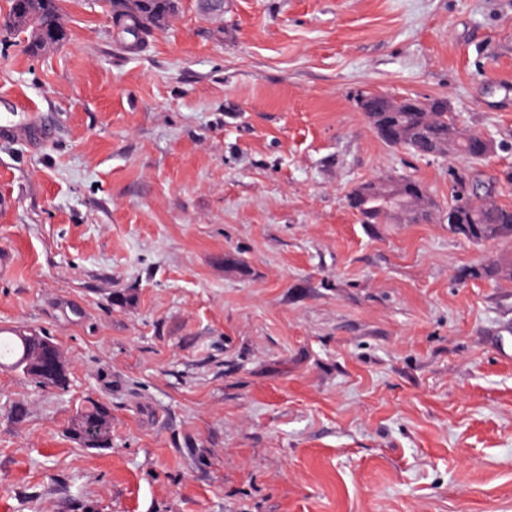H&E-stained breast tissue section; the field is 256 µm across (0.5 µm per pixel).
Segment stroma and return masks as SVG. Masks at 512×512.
I'll use <instances>...</instances> for the list:
<instances>
[{
    "mask_svg": "<svg viewBox=\"0 0 512 512\" xmlns=\"http://www.w3.org/2000/svg\"><path fill=\"white\" fill-rule=\"evenodd\" d=\"M0 45V327L63 352L0 369V512H512V243L448 232L449 174L512 204V0H178L140 54L98 0ZM365 93L448 97L481 163L384 144ZM400 174L439 211L363 224ZM241 266L228 267L226 255ZM112 445L66 432L88 401ZM468 276L473 278H485L493 280H511L512 261H497L477 268H472L469 271ZM27 335H26V333ZM7 334L8 336H2ZM30 336H29V335ZM22 335L30 340L36 341L40 344L41 353V368L35 375L37 379L46 382L49 381V386L52 389L64 390L68 384V371L67 361L63 356L65 366L61 372L57 373L56 377L49 380L51 373L55 370L61 361V349L59 346L50 341L46 336H37V333L32 329L22 331ZM15 329H1L0 330V367H7L12 371H18L27 376L32 377L31 369L35 363L34 352L35 344L30 343ZM3 360H7L4 362Z\"/></svg>",
    "mask_w": 512,
    "mask_h": 512,
    "instance_id": "obj_1",
    "label": "stroma"
}]
</instances>
